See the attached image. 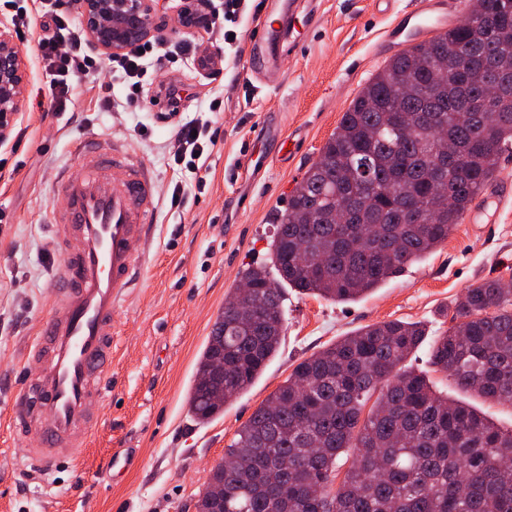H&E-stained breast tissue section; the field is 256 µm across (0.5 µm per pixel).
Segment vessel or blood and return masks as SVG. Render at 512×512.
<instances>
[{"mask_svg":"<svg viewBox=\"0 0 512 512\" xmlns=\"http://www.w3.org/2000/svg\"><path fill=\"white\" fill-rule=\"evenodd\" d=\"M462 11V0H416L409 34L451 27ZM88 150L95 167L74 162L58 181L64 203L53 213L55 240L74 248L64 252L51 293L55 315L29 349L45 362L41 397H18L12 407L13 432L35 438L26 463L41 477L74 463L97 423L112 372V314L142 267L131 244L148 240L157 208L153 179L133 154L102 139Z\"/></svg>","mask_w":512,"mask_h":512,"instance_id":"1","label":"vessel or blood"}]
</instances>
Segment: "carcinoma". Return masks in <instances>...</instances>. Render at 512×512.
I'll use <instances>...</instances> for the list:
<instances>
[{
    "label": "carcinoma",
    "instance_id": "obj_1",
    "mask_svg": "<svg viewBox=\"0 0 512 512\" xmlns=\"http://www.w3.org/2000/svg\"><path fill=\"white\" fill-rule=\"evenodd\" d=\"M488 32L464 19L422 55H396L352 101L320 157L275 214L271 267L249 266L197 362L189 407L224 413L249 388L283 333L281 283L354 301L446 241L512 149V0ZM506 93L481 100L484 79ZM448 139V169L425 156ZM247 292H242V287ZM430 350L459 388L512 405V289L466 288ZM418 322L366 325L301 361L224 448L197 512H512V430L437 394L404 365ZM380 396L363 410L375 391ZM353 450L339 485L338 458Z\"/></svg>",
    "mask_w": 512,
    "mask_h": 512
}]
</instances>
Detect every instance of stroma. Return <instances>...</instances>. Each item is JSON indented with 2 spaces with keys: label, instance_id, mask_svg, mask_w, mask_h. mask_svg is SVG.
Instances as JSON below:
<instances>
[{
  "label": "stroma",
  "instance_id": "35a3bbf8",
  "mask_svg": "<svg viewBox=\"0 0 512 512\" xmlns=\"http://www.w3.org/2000/svg\"><path fill=\"white\" fill-rule=\"evenodd\" d=\"M249 0L238 39L224 41L221 25L186 29L176 17L154 36L167 46L158 70L189 89L183 112L159 117L144 81V110L126 105L125 78L108 62L75 84L65 109H56L50 77L36 59L39 25L18 46L25 64L26 128L20 143L0 146V158L18 165L13 180H0V512H195L212 466L255 409L313 353L347 333L381 321H418L426 335L406 360L426 372L438 392L474 406L502 429L512 428V406L459 390L432 371L433 342L451 325L465 288L498 278L512 285V152L503 154L494 179L464 214L447 242L423 261L355 302L333 303L284 290L285 329L278 352L262 375L225 404L222 415L199 422L189 410L198 358L214 322L237 288L238 273L268 260L273 218L316 162L326 140L359 91L390 60L381 44L401 26L414 0H397L393 12L371 0H315L318 23L302 48L282 57L276 77L267 71L279 47L294 40L289 27L278 45L254 44L249 32L264 2ZM223 50L224 69L214 74L193 64L194 45ZM106 85L111 101L97 111ZM210 122L220 131L213 150L193 173L173 162L182 124ZM127 147L154 179L156 226L146 265L112 321V380L103 419L91 443L78 449L76 466L48 478L25 475L28 441L10 428L22 375L36 377L43 360L27 348L52 315L51 291L59 254L50 218L62 202L55 177L93 138ZM258 165L241 167V152ZM182 184L180 207L166 201ZM129 466L112 472V455Z\"/></svg>",
  "mask_w": 512,
  "mask_h": 512
}]
</instances>
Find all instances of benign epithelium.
I'll return each instance as SVG.
<instances>
[{
    "mask_svg": "<svg viewBox=\"0 0 512 512\" xmlns=\"http://www.w3.org/2000/svg\"><path fill=\"white\" fill-rule=\"evenodd\" d=\"M84 17L88 43L106 56L120 54L163 27L167 14L178 13L183 26L204 28L213 19L211 0H75ZM26 108L24 63L13 32L0 26V145Z\"/></svg>",
    "mask_w": 512,
    "mask_h": 512,
    "instance_id": "1",
    "label": "benign epithelium"
}]
</instances>
